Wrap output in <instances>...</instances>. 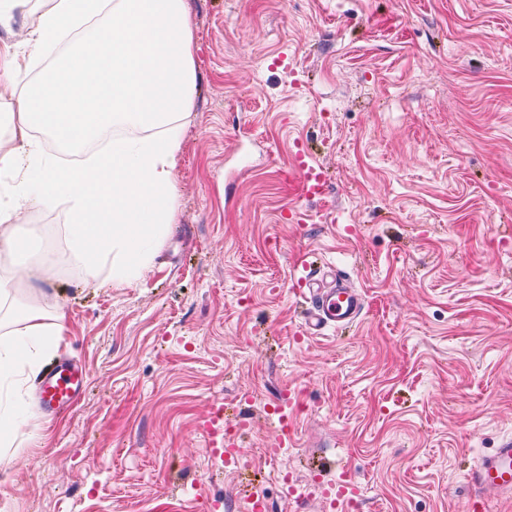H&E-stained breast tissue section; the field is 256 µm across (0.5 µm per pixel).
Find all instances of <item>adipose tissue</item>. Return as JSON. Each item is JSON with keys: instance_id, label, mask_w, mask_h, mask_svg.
<instances>
[{"instance_id": "adipose-tissue-1", "label": "adipose tissue", "mask_w": 512, "mask_h": 512, "mask_svg": "<svg viewBox=\"0 0 512 512\" xmlns=\"http://www.w3.org/2000/svg\"><path fill=\"white\" fill-rule=\"evenodd\" d=\"M24 46L0 44V101L11 102L0 135V300L18 283L28 302L17 329L0 335V447H12L35 409L25 385L58 346L63 322L46 325L45 290L60 265H80L90 285L109 267L117 286L137 283L168 235L179 195L174 171L194 111L195 65L186 0H41ZM71 42L61 66L42 56ZM35 80H27L31 69ZM108 125L147 127L87 159L51 160L43 137L85 145ZM69 206L67 254L33 264L20 255L19 223L31 208Z\"/></svg>"}]
</instances>
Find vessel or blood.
Segmentation results:
<instances>
[{
    "label": "vessel or blood",
    "mask_w": 512,
    "mask_h": 512,
    "mask_svg": "<svg viewBox=\"0 0 512 512\" xmlns=\"http://www.w3.org/2000/svg\"><path fill=\"white\" fill-rule=\"evenodd\" d=\"M293 172L298 180L301 198L312 200L325 197V173L312 157L298 155ZM335 275L332 269L324 275L309 270L296 280L306 300L301 313V328L306 334L317 336L353 324L363 311L361 293L336 283ZM86 379V371L71 364L65 363L52 369L38 384L41 405L47 409L71 406L83 392ZM204 432L215 459L228 465L240 456L238 440L224 429L223 408H216L205 423ZM469 480L480 500L511 498L512 440L503 442L493 453L480 457L471 469ZM353 489V483L347 479L340 482L335 490H322L321 497L327 512H338L341 505L350 502Z\"/></svg>",
    "instance_id": "b4317fda"
}]
</instances>
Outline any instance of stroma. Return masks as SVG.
Segmentation results:
<instances>
[{
	"mask_svg": "<svg viewBox=\"0 0 512 512\" xmlns=\"http://www.w3.org/2000/svg\"><path fill=\"white\" fill-rule=\"evenodd\" d=\"M195 112L179 206L130 288L50 287L55 358L89 373L0 468V512H272L352 469L359 512H472L474 462L512 438V0H187ZM308 149L327 195L290 171ZM65 202L19 226L65 253ZM366 310L298 332L300 262ZM299 410L269 457V409ZM248 467L213 458V403Z\"/></svg>",
	"mask_w": 512,
	"mask_h": 512,
	"instance_id": "1",
	"label": "stroma"
}]
</instances>
